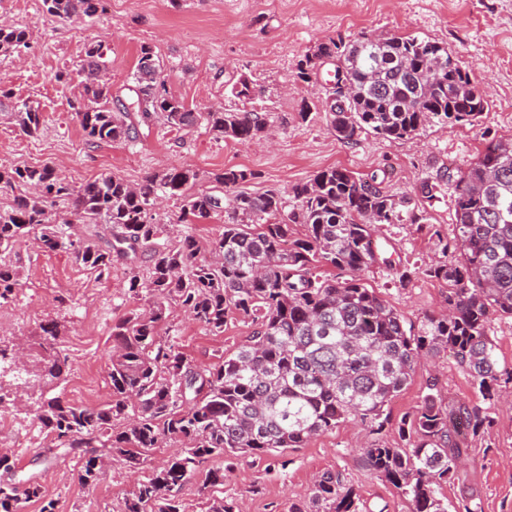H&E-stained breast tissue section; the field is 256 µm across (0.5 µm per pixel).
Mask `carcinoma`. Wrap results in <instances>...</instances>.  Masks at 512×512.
<instances>
[{
  "label": "carcinoma",
  "mask_w": 512,
  "mask_h": 512,
  "mask_svg": "<svg viewBox=\"0 0 512 512\" xmlns=\"http://www.w3.org/2000/svg\"><path fill=\"white\" fill-rule=\"evenodd\" d=\"M43 7L61 19L104 9L103 0H43ZM30 39L29 26L0 24V55L28 48ZM103 56V45L93 42L76 69L90 101L76 116L93 143L135 144L141 127L159 117L173 130L203 125L237 143L269 133V113L255 105L263 90L245 75L231 87L234 104L195 112L169 95L151 47H141L124 97L112 95L101 75ZM327 57L337 60L347 87L343 97L332 90L330 127L348 144L363 133L402 140L433 123L471 124L490 110L448 47L431 38L363 33L331 39L298 61L297 77L311 82ZM434 62L443 76L436 86L427 75ZM0 112L28 137L43 127L39 106L15 102L3 88ZM253 178L246 169L223 168L209 176L222 193L195 191L199 171L171 166L137 186L112 174L75 188L50 163L0 165V191L13 192L9 207L0 208V257L31 236L38 248H65L74 264L107 278L113 256L149 254L146 272L130 269L127 294L148 298L152 306L112 327L107 403L78 406L45 396L62 376L53 320L40 326V369L12 371L8 389L0 386V401L21 384L27 399H37L36 417L54 437L48 452L77 454L85 485L99 481L106 460L117 456L140 469L164 440L178 439L182 448L127 495L123 512H184L176 493L209 458L276 457L349 418L382 431L384 408L411 381L424 354L451 352L484 399H494L498 358L489 331L495 317H512V137L487 144L459 172L455 235L450 243L439 240L442 260L422 271H397L402 283L422 272L452 288L448 311L426 316L416 334L365 286L362 273L379 260L376 226L417 223L415 198L432 199L435 184L424 181L416 197H398L376 173L360 177L329 167L292 187L290 207L280 192H250ZM160 196L182 201L178 224L224 218L209 256L201 255L188 230L174 246L158 243L163 228L153 204ZM75 221L109 224L113 240L104 246L92 237L72 240L67 230ZM295 224L306 228L304 237L291 238ZM325 266L348 278L327 276ZM21 275L22 266L0 264V306L14 298ZM171 303L212 333L224 332L229 316L238 313L250 320V336L218 362L198 366L172 337L158 333ZM117 421L123 426L115 427ZM487 422L475 407L448 408L432 384L416 413L402 422V443L375 441L363 449V460L401 491L408 512H448L439 489L455 473L466 431L475 433ZM30 501L40 503V512H55L38 482L21 491L0 484V512H20ZM359 504L338 476L324 473L309 503L289 512H362Z\"/></svg>",
  "instance_id": "obj_1"
}]
</instances>
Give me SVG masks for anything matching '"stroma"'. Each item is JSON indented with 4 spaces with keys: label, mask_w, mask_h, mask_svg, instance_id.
Returning <instances> with one entry per match:
<instances>
[{
    "label": "stroma",
    "mask_w": 512,
    "mask_h": 512,
    "mask_svg": "<svg viewBox=\"0 0 512 512\" xmlns=\"http://www.w3.org/2000/svg\"><path fill=\"white\" fill-rule=\"evenodd\" d=\"M4 20L29 24L32 36L21 56H0V87L17 100L39 104L44 125L38 137L29 138L0 115V165L53 162L77 187L108 174L138 184L168 165L203 175L233 166L255 172L249 185L255 193L282 192L336 166L360 176L386 172L385 187L398 196L414 193L422 181H437L444 169L447 181L437 182L434 199L420 204L425 220L381 226L379 246L390 262L374 265L364 280L411 329H419L426 315L447 309L449 288L443 281L421 273L403 284L395 269L407 263L422 269L439 260V239L452 235L458 170L476 161L486 142L512 137V0H106L105 12L94 19L67 21L48 16L42 0H0ZM363 32L443 42L472 83L487 92L489 112L471 125L434 124L403 140L364 134L356 142H341L322 99L297 81L295 68L319 43ZM93 41L107 47V74L116 95H125L144 45L158 57L169 93L199 111L229 104L232 83L248 76L265 90L262 103L275 140L236 143L201 127L177 132L158 119L137 145L88 144L76 117L88 103L83 87L79 79L60 82L56 76L74 70ZM16 251L24 276L14 301L0 307V340L23 335L36 345L41 323L57 321L67 357L58 394L76 404H104L110 394L112 326L150 306L128 297L127 261L115 262L111 276L99 281L76 266L67 250L45 252L26 239ZM167 326L180 351L201 366L230 354L249 334L241 316L215 334L176 306ZM490 336L499 371L493 401L482 398L468 372L445 351L423 357L410 384L385 408L389 422L382 438L390 444L399 443L402 420L416 412L432 382L446 405L465 403L490 417L489 426L467 437L454 476L441 486L448 512H464L475 502L481 512H512V317L496 318ZM35 414L32 404L23 411L0 404V415L18 428L4 446L18 460L14 482H39L56 501V512H122L126 495L177 449L176 442H167L140 470L113 459L88 486L79 479L76 458L43 456L54 440ZM367 441L361 422L346 421L287 449L283 460L234 462L218 494L237 501L243 512H288L307 500L317 478L333 473L356 490L363 512H407L399 490L365 466Z\"/></svg>",
    "instance_id": "obj_1"
}]
</instances>
